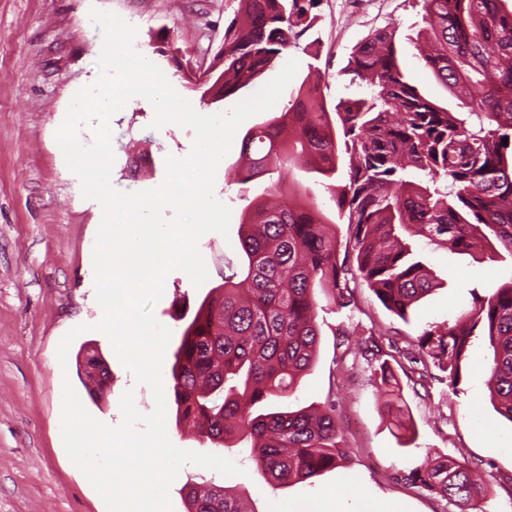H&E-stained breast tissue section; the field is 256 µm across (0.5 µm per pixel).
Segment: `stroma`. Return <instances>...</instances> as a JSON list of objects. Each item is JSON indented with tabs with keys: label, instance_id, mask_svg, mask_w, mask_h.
<instances>
[{
	"label": "stroma",
	"instance_id": "35a3bbf8",
	"mask_svg": "<svg viewBox=\"0 0 512 512\" xmlns=\"http://www.w3.org/2000/svg\"><path fill=\"white\" fill-rule=\"evenodd\" d=\"M236 0H0V512H106L100 493L70 460L58 425L65 388H72L90 415L116 427L121 399L132 392L144 414L154 408L152 392L137 382L99 329L86 286L93 262L96 205L82 192L81 177L59 151L56 132L74 95L91 86L104 35L92 10L113 12L135 28L133 47L168 77L196 111L229 112L276 76L262 75L252 88L210 106L153 41L169 36L185 58L203 62L219 48ZM312 32L327 103L345 93L342 69L354 46L373 31L397 28L398 57L410 81L430 98L452 99L418 60L411 37L421 24L419 0H321ZM148 100H134L109 119L114 154L111 186L121 193L151 190L167 177V160L191 153L195 132L176 123L154 127ZM233 141L215 176V195L231 209L228 235L200 238L209 277L194 286L171 271L154 308L172 332L164 361L179 342V316L195 313L207 293L223 282L227 266L239 263L238 231L246 206L241 188L261 193L267 177L235 183L240 154ZM427 260L444 287L422 300L411 322L388 311L366 284L353 290L354 303L319 314L317 358L302 377L292 405L334 406L342 424L340 464L312 482L272 487L237 448L222 451L240 469L225 476L196 465L181 468L170 486L173 512H186L185 487L229 486L244 495L252 512H275L278 504L332 495L341 512H362L376 501L386 512H458L439 494L418 487L408 472L428 457L467 459L487 487L484 512H512V423L493 409L486 386L492 351L473 337L457 386L429 367L416 385L406 349L425 329L454 322L473 296H490L512 278V262H476L445 247H426ZM371 328L378 352H361L351 334ZM94 354L112 379L89 395L83 359ZM398 379L411 427L397 429L384 415L382 367Z\"/></svg>",
	"mask_w": 512,
	"mask_h": 512
}]
</instances>
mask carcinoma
Masks as SVG:
<instances>
[{"instance_id":"carcinoma-1","label":"carcinoma","mask_w":512,"mask_h":512,"mask_svg":"<svg viewBox=\"0 0 512 512\" xmlns=\"http://www.w3.org/2000/svg\"><path fill=\"white\" fill-rule=\"evenodd\" d=\"M237 2L208 67L186 74L206 104L238 93L300 47L320 4ZM422 22L412 43L457 110L407 79L397 29L387 26L358 44L342 70L361 93L328 106L311 64L283 111L241 141L236 182L262 175L269 182L242 215L238 266L182 328L171 376L178 422L217 446L242 445L272 486L312 479L344 455L333 408L288 406L315 361L317 294L346 308L359 278L406 321L445 284L417 237L476 262L512 259V8L505 0H422ZM284 169L304 172L310 184L285 183ZM315 186L338 219L316 205ZM338 220L347 225L344 244ZM342 246L355 266L339 259ZM477 331L493 350L491 402L512 422V280L475 298L453 324L425 330L418 354L454 386ZM407 479L459 512L481 510L484 489L464 460H427ZM185 501L187 512H250L230 487H191Z\"/></svg>"}]
</instances>
